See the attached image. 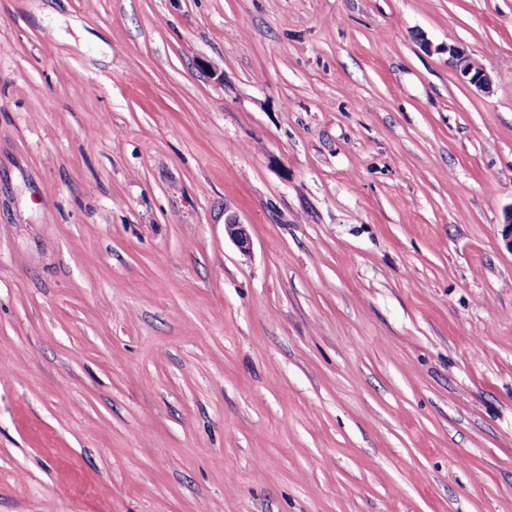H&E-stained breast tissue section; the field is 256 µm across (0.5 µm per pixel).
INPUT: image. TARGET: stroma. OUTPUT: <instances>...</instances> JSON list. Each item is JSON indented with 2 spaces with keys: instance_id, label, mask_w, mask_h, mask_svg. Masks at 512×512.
I'll return each mask as SVG.
<instances>
[{
  "instance_id": "1",
  "label": "stroma",
  "mask_w": 512,
  "mask_h": 512,
  "mask_svg": "<svg viewBox=\"0 0 512 512\" xmlns=\"http://www.w3.org/2000/svg\"><path fill=\"white\" fill-rule=\"evenodd\" d=\"M510 207L512 0H0V512H512ZM448 53L454 70L463 82L479 90L489 89L491 79L476 59L459 47L449 46Z\"/></svg>"
}]
</instances>
